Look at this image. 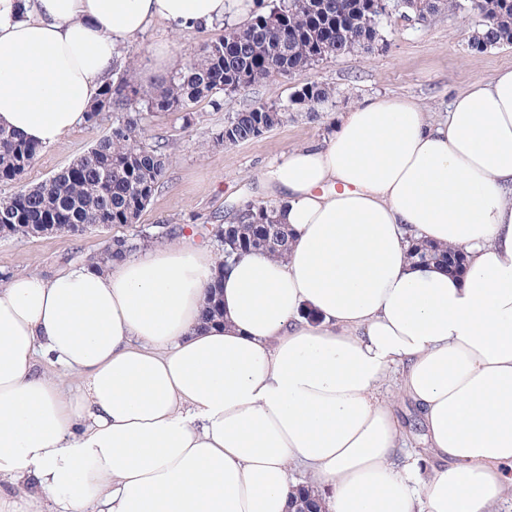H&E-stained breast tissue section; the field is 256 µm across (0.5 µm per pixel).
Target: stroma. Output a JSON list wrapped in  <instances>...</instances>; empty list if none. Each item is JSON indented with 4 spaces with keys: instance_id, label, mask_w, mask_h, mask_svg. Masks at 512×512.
<instances>
[{
    "instance_id": "1",
    "label": "stroma",
    "mask_w": 512,
    "mask_h": 512,
    "mask_svg": "<svg viewBox=\"0 0 512 512\" xmlns=\"http://www.w3.org/2000/svg\"><path fill=\"white\" fill-rule=\"evenodd\" d=\"M480 21L476 12L459 8L440 9L424 24L392 19L383 25V45L373 51L327 59L309 70L263 81L233 97L217 95L215 101H202L188 113L140 112L138 138L149 145H162L166 169L139 222L131 227L91 229L79 236L58 233L0 238V274L25 271L48 278L61 268L83 263L100 251L109 237L141 230L158 235L174 225L196 241L220 249L213 234L215 225L227 222L242 205L258 202L257 185L267 168L281 161L290 148L329 135L337 115L357 101L376 94L404 95L443 112L469 83L511 66L512 45L484 53L471 51L469 39ZM224 29L221 21L185 33L168 32L159 24L150 27L121 47L124 60L131 63L129 80L138 81L139 73L154 71L153 81L138 82L144 95L153 94L176 68L197 57L205 44L222 37ZM162 44L167 45L174 64L158 72L154 69L155 50ZM307 82L322 83L333 90L332 100L318 115L295 109L283 124L258 138L236 146L219 140L232 113L261 104L287 103ZM114 119L113 113H103L97 124L80 126L62 142L42 148L21 180L0 182V198L44 184L108 134ZM397 384V379L388 380L380 389V397L393 403L406 429L405 452L424 454L418 413L410 400L401 397Z\"/></svg>"
}]
</instances>
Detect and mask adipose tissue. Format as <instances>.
<instances>
[{
    "mask_svg": "<svg viewBox=\"0 0 512 512\" xmlns=\"http://www.w3.org/2000/svg\"><path fill=\"white\" fill-rule=\"evenodd\" d=\"M260 0H0V127L54 145L120 45ZM286 258L188 235L0 280V512H493L512 500V67L441 117L375 95L259 182ZM463 249L418 266L411 238ZM223 316L201 323L211 282ZM57 365L39 371V359ZM433 462L396 463L393 373Z\"/></svg>",
    "mask_w": 512,
    "mask_h": 512,
    "instance_id": "obj_1",
    "label": "adipose tissue"
}]
</instances>
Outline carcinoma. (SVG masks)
I'll return each instance as SVG.
<instances>
[{
    "mask_svg": "<svg viewBox=\"0 0 512 512\" xmlns=\"http://www.w3.org/2000/svg\"><path fill=\"white\" fill-rule=\"evenodd\" d=\"M471 9L495 22L482 30L489 48L512 45V0H469ZM390 14L380 13L378 0H271L268 9L245 27H234L210 42L199 59L177 71L147 100L120 78L108 84L88 113L97 123L105 112H133L146 103L151 112H189L199 101L233 88L237 95L270 77L296 74L339 54L372 51L383 41L382 24L392 17L422 22L436 9L435 0H390ZM331 98L316 83L302 85L288 103L259 105L235 112L220 138L233 146L255 139L288 117L293 107L315 111ZM137 120H116L112 131L81 157L55 173L46 183L23 194L0 198V238L37 237L51 233L47 222L83 232L105 225L138 223L157 192L165 170V155L135 139ZM40 146L0 127V181L26 170ZM215 237L224 245V261L264 252L283 257L288 251L286 225L276 208L247 203L229 224H219ZM153 242L150 234L119 236L115 244L92 256L101 263L121 261ZM410 259L420 264L445 265L448 250L414 239Z\"/></svg>",
    "mask_w": 512,
    "mask_h": 512,
    "instance_id": "obj_1",
    "label": "carcinoma"
}]
</instances>
